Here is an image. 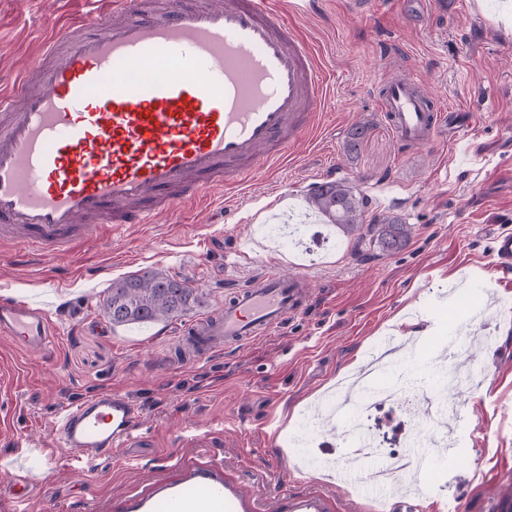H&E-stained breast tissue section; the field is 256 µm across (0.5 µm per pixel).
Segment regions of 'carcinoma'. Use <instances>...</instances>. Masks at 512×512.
I'll use <instances>...</instances> for the list:
<instances>
[{"label":"carcinoma","mask_w":512,"mask_h":512,"mask_svg":"<svg viewBox=\"0 0 512 512\" xmlns=\"http://www.w3.org/2000/svg\"><path fill=\"white\" fill-rule=\"evenodd\" d=\"M309 205L330 224L347 235L367 233L385 253L403 250L412 236V225L396 215L366 220L367 201L354 194L343 180L322 183L313 189ZM198 304V289L188 281L159 269L117 279L102 303L103 314L112 325L165 322L186 314Z\"/></svg>","instance_id":"carcinoma-1"}]
</instances>
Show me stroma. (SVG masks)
Masks as SVG:
<instances>
[{
    "mask_svg": "<svg viewBox=\"0 0 512 512\" xmlns=\"http://www.w3.org/2000/svg\"><path fill=\"white\" fill-rule=\"evenodd\" d=\"M348 0H323L296 17L317 47L328 89L320 127L287 164L261 169L246 185L188 201L153 224L103 227L69 254L43 261L0 245V294L44 302L61 335L44 357L0 336V368L14 375L0 401L12 427L0 436L6 457L29 452L34 481L22 502L0 512H122L127 494L172 476L174 458L224 468L239 477L260 512L283 495L327 493L335 512H500L512 503V269L491 258L494 236L512 233V0H454L425 28L395 0H376L358 18ZM108 0H0V78L28 70L47 36L46 14L66 25ZM416 73L427 88L471 112L470 152L454 153L447 131L431 145L400 149L375 100L382 82ZM364 138L355 161L343 145L354 125ZM335 172L368 201V215H400L414 227L409 245L388 255L370 241L324 222L308 236L337 250L305 261L268 230L297 223L319 178ZM240 283L266 268L303 273L310 299L269 336L188 366L170 360L182 328L224 301L226 260ZM158 268L188 278L203 293L200 310L147 327H112L100 306L113 280ZM409 319L429 340L397 338L389 361L411 357L421 376L413 394L441 415L408 416L396 403L364 418L387 455H408L419 427H456L455 448L434 449L435 482L397 494L362 479L337 482L322 468L351 449L340 428L319 430L312 415L332 382L393 324ZM449 371L435 396L432 365ZM118 390L142 410L150 442L77 461L56 447L52 418L92 394Z\"/></svg>",
    "mask_w": 512,
    "mask_h": 512,
    "instance_id": "stroma-1",
    "label": "stroma"
}]
</instances>
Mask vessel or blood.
I'll list each match as a JSON object with an SVG mask.
<instances>
[{
	"label": "vessel or blood",
	"mask_w": 512,
	"mask_h": 512,
	"mask_svg": "<svg viewBox=\"0 0 512 512\" xmlns=\"http://www.w3.org/2000/svg\"><path fill=\"white\" fill-rule=\"evenodd\" d=\"M95 35L84 36L86 25ZM150 68L154 77H140ZM326 91L307 37L279 0H198L153 12L144 0H112L47 39L29 70L0 85V236L25 253L57 256L106 224H148L261 167L287 162ZM379 107L403 146L431 144L440 125L453 145L469 121L418 77L385 84ZM303 306L300 278L263 270L235 287L177 344L181 360L223 352L277 328ZM0 335L44 355L59 328L42 306L0 295ZM60 447L96 459L148 441L141 412L102 392L56 412ZM33 474L17 461L0 499H23ZM281 512H328L323 494L284 496ZM127 512H258L230 473L190 459L173 477L127 496Z\"/></svg>",
	"instance_id": "1"
}]
</instances>
